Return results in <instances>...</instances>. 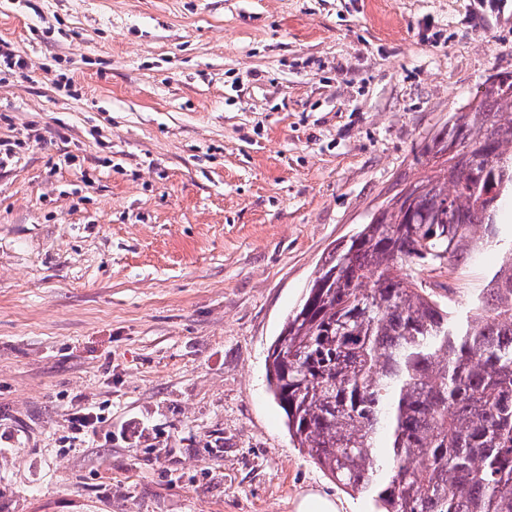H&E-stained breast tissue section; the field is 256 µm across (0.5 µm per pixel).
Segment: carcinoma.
Returning a JSON list of instances; mask_svg holds the SVG:
<instances>
[{"label": "carcinoma", "mask_w": 512, "mask_h": 512, "mask_svg": "<svg viewBox=\"0 0 512 512\" xmlns=\"http://www.w3.org/2000/svg\"><path fill=\"white\" fill-rule=\"evenodd\" d=\"M451 120L461 151L328 253L266 359L291 439L379 512H512V247L461 311L421 277L501 242L512 74Z\"/></svg>", "instance_id": "obj_1"}]
</instances>
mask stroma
<instances>
[{
    "instance_id": "35a3bbf8",
    "label": "stroma",
    "mask_w": 512,
    "mask_h": 512,
    "mask_svg": "<svg viewBox=\"0 0 512 512\" xmlns=\"http://www.w3.org/2000/svg\"><path fill=\"white\" fill-rule=\"evenodd\" d=\"M0 49L28 62L0 70V512H376L293 443L266 357L512 72V0H0ZM499 262L424 278L461 306ZM294 512H340L339 502L320 491L310 490L294 504Z\"/></svg>"
}]
</instances>
